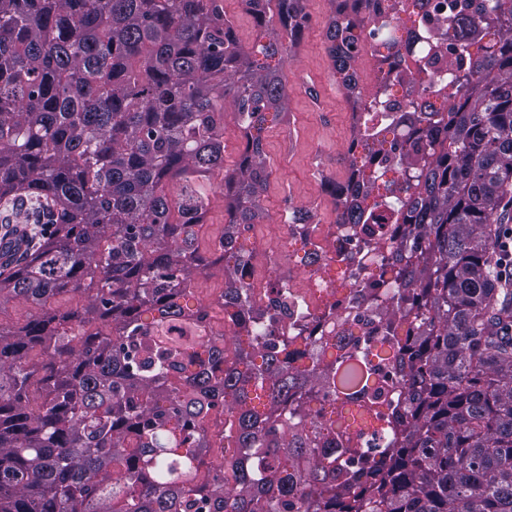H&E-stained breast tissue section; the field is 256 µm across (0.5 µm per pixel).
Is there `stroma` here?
<instances>
[{"mask_svg": "<svg viewBox=\"0 0 512 512\" xmlns=\"http://www.w3.org/2000/svg\"><path fill=\"white\" fill-rule=\"evenodd\" d=\"M306 8L313 21L284 62L288 113L263 131L271 175L263 198L265 219L254 225L250 241L252 263L264 280L288 270L287 262L274 266L267 261L268 250H290L276 227L280 213L291 207L312 212L319 223H332V208L317 174L325 172L340 182L349 175L343 157L351 138L352 104L329 57L326 22L332 6L329 0H307Z\"/></svg>", "mask_w": 512, "mask_h": 512, "instance_id": "obj_1", "label": "stroma"}]
</instances>
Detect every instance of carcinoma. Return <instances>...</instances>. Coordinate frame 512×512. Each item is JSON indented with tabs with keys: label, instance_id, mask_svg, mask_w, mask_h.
Returning a JSON list of instances; mask_svg holds the SVG:
<instances>
[{
	"label": "carcinoma",
	"instance_id": "cac0c4a2",
	"mask_svg": "<svg viewBox=\"0 0 512 512\" xmlns=\"http://www.w3.org/2000/svg\"><path fill=\"white\" fill-rule=\"evenodd\" d=\"M222 2L0 0V204L34 218L0 234L24 252L0 263V305L39 308L0 326V512H512V289L490 259L512 204V0L436 18L332 0L343 88L368 26L388 69L355 98L349 179L323 185L359 246L289 233L306 290L255 289L245 245L306 0H242L288 38L249 49ZM226 104L247 139L233 168ZM221 425L234 454L207 464ZM212 183L213 192L210 194V204L203 218V224L198 227L199 236L206 241L214 240L228 220L224 201V183L221 181V176L215 175L212 178ZM37 312L31 304L13 301L4 303L0 313V323L4 328L23 326Z\"/></svg>",
	"mask_w": 512,
	"mask_h": 512
}]
</instances>
